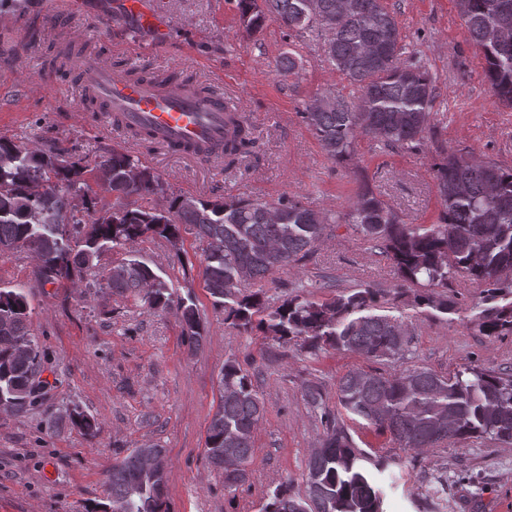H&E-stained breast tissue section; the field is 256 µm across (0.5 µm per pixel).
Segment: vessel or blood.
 <instances>
[{
  "mask_svg": "<svg viewBox=\"0 0 512 512\" xmlns=\"http://www.w3.org/2000/svg\"><path fill=\"white\" fill-rule=\"evenodd\" d=\"M116 10L151 31L153 47L166 45L168 24L156 0H105L96 22L107 23ZM58 65L73 78L65 89L76 105H97L103 130L147 131L162 152L179 145L192 152L223 154L225 137L243 118L240 106L230 104L223 93L167 79H141L132 66L106 64L87 48L72 47Z\"/></svg>",
  "mask_w": 512,
  "mask_h": 512,
  "instance_id": "1",
  "label": "vessel or blood"
}]
</instances>
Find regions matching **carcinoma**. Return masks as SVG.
Instances as JSON below:
<instances>
[{"mask_svg":"<svg viewBox=\"0 0 512 512\" xmlns=\"http://www.w3.org/2000/svg\"><path fill=\"white\" fill-rule=\"evenodd\" d=\"M237 0L243 25L257 30L274 15L290 30L317 23L331 30L326 54L357 87L359 103L338 99L335 107L311 104L304 119L333 160L348 157L356 139L371 136L387 146L417 147L429 128L434 101L429 71L404 59L398 22L383 0ZM469 39L485 62L490 92L512 107V0H461ZM254 148L251 127L238 124L224 143V168L237 166ZM99 176L115 198L112 207L84 195L86 175ZM441 212L435 224H405L370 188L357 192L344 223L375 243L411 286L413 303L446 314L448 298L438 289L466 277L483 287L479 320L485 336L512 335V168L445 153L435 168ZM166 193L162 178L125 151H109L90 168L81 157L0 138V255L23 249L38 261L40 286L55 284L97 266L101 255L129 249L157 235L168 242L194 236L200 245L199 276L224 306L226 319L246 331L301 341L316 353L348 351L374 362L402 357L411 341L403 315L379 313L380 290L355 288L325 301L295 294L277 305L258 288L242 292L293 267L327 234L331 217L282 195L202 198ZM110 290L130 295L157 311H174L188 342L205 329L197 308L174 297L145 263L130 259L103 276ZM44 354L32 338L22 288H0V407L20 415L38 402L35 377ZM336 404L390 436L398 448H444L456 441L491 438L512 443V374L466 364L442 374L414 367L396 376L353 368L337 383ZM265 403L252 375L228 360L219 377V404L205 439L209 464L224 467L230 456L243 468L224 489L234 493L250 475L254 437ZM72 424L93 431L95 419L75 408ZM320 447L307 459L306 491L288 483L268 493L262 512H384V489L365 465L369 460L344 422L323 412ZM168 469L148 470L140 449L112 464L104 481L103 512H170Z\"/></svg>","mask_w":512,"mask_h":512,"instance_id":"carcinoma-1","label":"carcinoma"}]
</instances>
